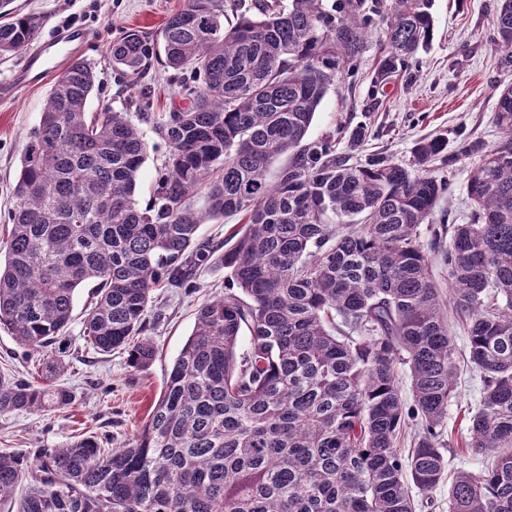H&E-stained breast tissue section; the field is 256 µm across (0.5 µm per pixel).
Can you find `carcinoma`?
I'll use <instances>...</instances> for the list:
<instances>
[{"mask_svg": "<svg viewBox=\"0 0 512 512\" xmlns=\"http://www.w3.org/2000/svg\"><path fill=\"white\" fill-rule=\"evenodd\" d=\"M0 0V56L36 40L43 19ZM434 0H187L157 35L127 30L109 48L135 84L164 57L187 103L88 111L93 68L55 79L13 187L0 329L29 355L63 351L77 288H92L82 335L98 354L126 349L135 368L157 351L141 337L159 288H182L202 265L228 292L204 303L145 425L126 448L97 435L63 448L0 452V504L14 512H415L448 471L439 438L454 390L448 314L466 322L483 378L465 447L486 458L448 490L450 512H512V82L499 91L493 150L442 136L412 159L355 160L336 138H305L336 75L383 24L372 87L411 77L434 35ZM512 73V0L493 21ZM149 126L168 154L152 201L135 199ZM477 156L469 222L448 225L444 304L421 240L450 180L432 174ZM285 159L276 181L267 171ZM204 195L205 211L193 208ZM239 215L226 249L205 220ZM249 339L238 352L242 330ZM408 366L413 403L402 395ZM0 372V413L71 404L55 381ZM418 426L411 454L398 435ZM27 487L15 497L21 482Z\"/></svg>", "mask_w": 512, "mask_h": 512, "instance_id": "1", "label": "carcinoma"}]
</instances>
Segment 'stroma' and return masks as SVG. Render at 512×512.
Returning <instances> with one entry per match:
<instances>
[{
    "label": "stroma",
    "mask_w": 512,
    "mask_h": 512,
    "mask_svg": "<svg viewBox=\"0 0 512 512\" xmlns=\"http://www.w3.org/2000/svg\"><path fill=\"white\" fill-rule=\"evenodd\" d=\"M497 0H434V37L416 78H393L383 91L373 92L370 74L376 47L362 55L354 78H335L323 99L308 138L334 135L339 150H346L352 129L362 126L367 136L358 158L381 152L399 162L408 161L414 144L423 138L445 137L448 152H455L462 139L481 141L486 149L497 147L502 135L494 122L497 86L505 75L498 68L492 42ZM24 13L42 17L39 41L51 42L71 28L88 33L77 59L96 72L99 91L93 92L88 109L109 106L128 110L139 87H147L154 109L170 111L177 104L174 73L153 63L139 87L121 86L112 69L109 46L128 29L159 31L167 18L183 9L185 0H15ZM26 51L0 57V242L7 238L8 214L15 199L12 189L28 133L38 126L58 68L38 84L13 88L12 75L23 65ZM471 159L458 161L439 174L453 182L450 201L440 202L437 214H450L454 223L467 222L471 211L467 197V170ZM223 271L199 269L183 288H162L146 314V332L157 349L147 368L131 366L128 353L115 350L94 353L82 339L83 322L91 307V290L83 287L74 295L72 321L66 344L69 348L56 374L58 384L73 394L71 405L41 412L0 414V451L26 448H58L75 435L94 432L109 438L111 448L125 447L144 425L164 380L182 346L191 334L199 307L225 293ZM448 331L456 347L455 393L448 403V425L441 438L449 475L478 472L480 457L463 446L469 418L483 390L480 375L467 362V325L449 319Z\"/></svg>",
    "instance_id": "1"
}]
</instances>
